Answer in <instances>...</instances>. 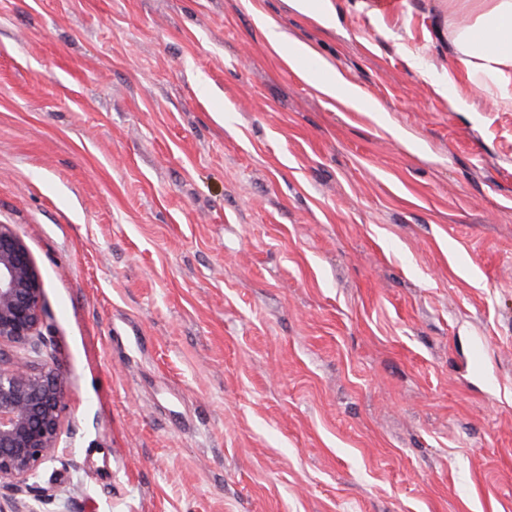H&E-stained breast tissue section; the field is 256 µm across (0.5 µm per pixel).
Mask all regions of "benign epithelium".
Segmentation results:
<instances>
[{"instance_id":"obj_1","label":"benign epithelium","mask_w":512,"mask_h":512,"mask_svg":"<svg viewBox=\"0 0 512 512\" xmlns=\"http://www.w3.org/2000/svg\"><path fill=\"white\" fill-rule=\"evenodd\" d=\"M42 281L22 239L0 224V486L18 498L0 512H37L48 490L37 486L39 471L54 459L64 389L42 323ZM25 345L39 362L10 357L5 348Z\"/></svg>"}]
</instances>
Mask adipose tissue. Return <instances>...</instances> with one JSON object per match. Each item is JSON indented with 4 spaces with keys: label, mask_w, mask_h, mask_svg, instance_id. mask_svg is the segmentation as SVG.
<instances>
[{
    "label": "adipose tissue",
    "mask_w": 512,
    "mask_h": 512,
    "mask_svg": "<svg viewBox=\"0 0 512 512\" xmlns=\"http://www.w3.org/2000/svg\"><path fill=\"white\" fill-rule=\"evenodd\" d=\"M464 8L455 32L459 60L468 75H486L502 90L497 106L512 111V0H459Z\"/></svg>",
    "instance_id": "1"
}]
</instances>
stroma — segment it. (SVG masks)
I'll return each instance as SVG.
<instances>
[{
  "mask_svg": "<svg viewBox=\"0 0 512 512\" xmlns=\"http://www.w3.org/2000/svg\"><path fill=\"white\" fill-rule=\"evenodd\" d=\"M329 4L0 0L39 512H512V112L448 0ZM319 88L331 97L341 95L346 101L352 104H362L365 102L363 91L357 85L349 83L341 77L336 78V70L329 73L328 79L320 83Z\"/></svg>",
  "mask_w": 512,
  "mask_h": 512,
  "instance_id": "stroma-1",
  "label": "stroma"
}]
</instances>
